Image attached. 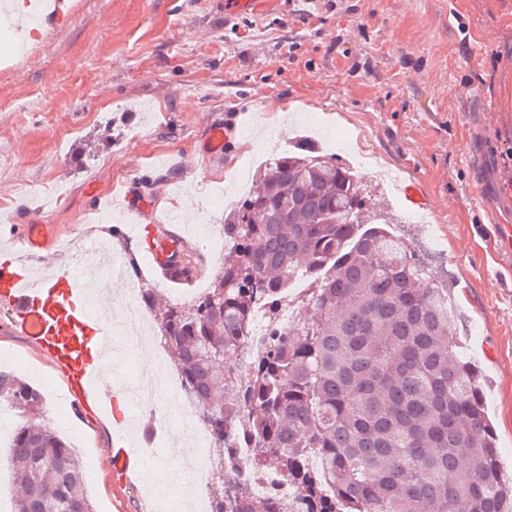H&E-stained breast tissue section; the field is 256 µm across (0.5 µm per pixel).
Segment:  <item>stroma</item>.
Returning a JSON list of instances; mask_svg holds the SVG:
<instances>
[{
	"mask_svg": "<svg viewBox=\"0 0 512 512\" xmlns=\"http://www.w3.org/2000/svg\"><path fill=\"white\" fill-rule=\"evenodd\" d=\"M69 23L48 19L24 55L0 48V259L6 220L41 224L43 249L71 267L60 240L105 236L139 219L167 222L196 252L200 279L226 258L199 239H223L233 210L224 192L253 177L249 155H279L269 125L348 159L363 148L385 157L422 199L412 203L358 174L378 218L407 238L437 278L452 282L461 339L482 373L501 468L512 474V266L480 223L464 164V114L488 104L503 187L512 188V112L499 107L512 82V0H269L255 15L227 14L224 0H67ZM236 119L222 154L205 156L210 126ZM138 253L144 280L165 300L191 303L190 289L161 277L144 241H113ZM31 364L26 377L70 393L66 377L11 331L0 299V365ZM151 466L169 512L181 484L166 469L185 427L177 407ZM51 424L77 449L96 512H153L143 480L113 470L112 421L93 404Z\"/></svg>",
	"mask_w": 512,
	"mask_h": 512,
	"instance_id": "35a3bbf8",
	"label": "stroma"
}]
</instances>
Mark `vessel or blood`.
Instances as JSON below:
<instances>
[{
	"instance_id": "obj_1",
	"label": "vessel or blood",
	"mask_w": 512,
	"mask_h": 512,
	"mask_svg": "<svg viewBox=\"0 0 512 512\" xmlns=\"http://www.w3.org/2000/svg\"><path fill=\"white\" fill-rule=\"evenodd\" d=\"M464 119L470 132L465 160L472 172L478 207L496 231L502 258L511 262L512 194L503 192L498 181L482 112L465 113ZM12 238L25 258L0 264V297L11 303L14 329L30 338L39 355L61 368L84 398L93 400L99 410H111L113 391L104 385L102 372L106 351L115 338L108 321L91 330L93 316L86 302L83 274L73 267L57 270L46 265L41 253L42 225L18 226ZM145 241L148 257L169 279L186 281L183 264L188 256L181 240L152 228Z\"/></svg>"
}]
</instances>
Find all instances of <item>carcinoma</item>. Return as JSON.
I'll return each mask as SVG.
<instances>
[{
    "instance_id": "carcinoma-1",
    "label": "carcinoma",
    "mask_w": 512,
    "mask_h": 512,
    "mask_svg": "<svg viewBox=\"0 0 512 512\" xmlns=\"http://www.w3.org/2000/svg\"><path fill=\"white\" fill-rule=\"evenodd\" d=\"M355 176L295 148L264 167L224 219L233 254L189 305L156 324L213 441L235 424L257 464L298 489L307 512H512L482 376L467 360L438 282L411 244L367 216ZM308 311L253 356L237 393L227 354L255 304L283 289ZM21 419L7 465L24 487L12 512H94L76 449L46 424L41 391L0 370V405ZM243 496L232 512H280Z\"/></svg>"
}]
</instances>
